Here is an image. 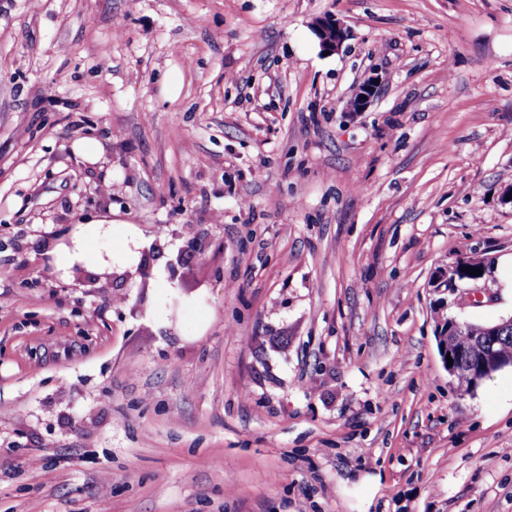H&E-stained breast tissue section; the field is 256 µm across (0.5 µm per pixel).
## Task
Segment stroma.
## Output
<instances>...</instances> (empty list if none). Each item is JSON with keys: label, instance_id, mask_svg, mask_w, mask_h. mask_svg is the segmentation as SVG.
Masks as SVG:
<instances>
[{"label": "stroma", "instance_id": "35a3bbf8", "mask_svg": "<svg viewBox=\"0 0 512 512\" xmlns=\"http://www.w3.org/2000/svg\"><path fill=\"white\" fill-rule=\"evenodd\" d=\"M511 263L512 0H0V512H512ZM315 32L321 49L334 53L339 50L345 40L346 30L343 25L332 16L319 17L314 22ZM443 319L444 325L448 320L447 327L443 330L442 326L438 333V344L442 359L447 367L448 373L455 379L466 378L471 381L473 388L477 387L483 380L489 378L497 371H500L506 367L512 368V359H505L497 356L492 349V342L497 337L499 330L502 326L510 324L512 319L508 321H502L501 323L486 326L485 324H474L469 323L457 318ZM468 324V325H467ZM467 325L465 328L464 326ZM480 326H484L481 329L482 336H475V332ZM464 328V329H463ZM463 329V330H461ZM461 330L456 336L451 338V343L454 348H468L472 346L473 337L476 345L477 360H473L466 356H460L453 354L448 348V336H451L456 331ZM501 337L498 339L494 346V349L502 356L511 357L512 353V323L506 325L501 331ZM447 354L453 360V365L448 367L446 360ZM457 388L463 393H469L472 388L467 380H458Z\"/></svg>", "mask_w": 512, "mask_h": 512}]
</instances>
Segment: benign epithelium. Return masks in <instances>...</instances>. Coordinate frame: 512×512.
Masks as SVG:
<instances>
[{"label": "benign epithelium", "instance_id": "7a95c632", "mask_svg": "<svg viewBox=\"0 0 512 512\" xmlns=\"http://www.w3.org/2000/svg\"><path fill=\"white\" fill-rule=\"evenodd\" d=\"M313 31L319 39L321 49L331 53L339 50L346 37V30L343 25L331 16L317 18L314 22ZM376 91V80L369 79L365 81L351 99L347 111H364L375 96ZM465 325H467V322L463 320L454 317L448 319L447 327L438 333V344L441 355L444 357L448 355L453 360V365L448 368V373L456 379L466 378L470 380L472 387L475 388L494 373L506 367L512 368V359L501 358L492 349V342L497 339L500 328L506 325L504 321L482 327L481 335L474 337L477 360L474 361L469 357L451 353L448 348V336L463 329Z\"/></svg>", "mask_w": 512, "mask_h": 512}]
</instances>
